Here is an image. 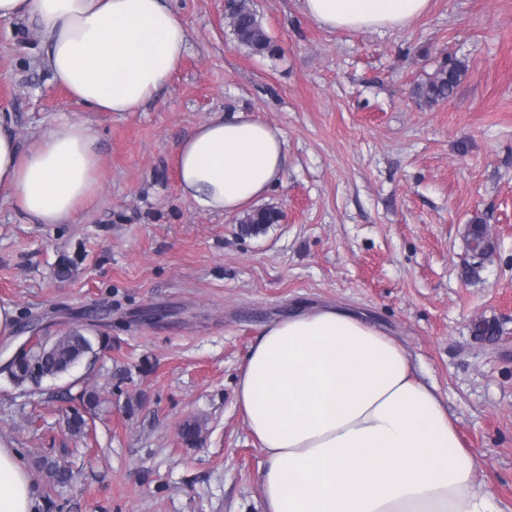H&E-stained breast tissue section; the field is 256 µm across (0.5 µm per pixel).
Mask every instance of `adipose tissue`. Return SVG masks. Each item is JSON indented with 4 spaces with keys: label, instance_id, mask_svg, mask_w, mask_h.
I'll return each instance as SVG.
<instances>
[{
    "label": "adipose tissue",
    "instance_id": "adipose-tissue-1",
    "mask_svg": "<svg viewBox=\"0 0 512 512\" xmlns=\"http://www.w3.org/2000/svg\"><path fill=\"white\" fill-rule=\"evenodd\" d=\"M429 0H302L331 30L401 28ZM23 21L45 47L54 83L94 112H137L183 61L189 33L165 0H0V22ZM86 120L64 116L21 148L0 123V198L34 224H70L103 170ZM275 126L221 112L173 147L182 198L233 214L265 198L282 175ZM236 406L266 454L267 512H496L479 460L406 350L365 316L316 307L273 321L237 380ZM33 480L0 447V512H35Z\"/></svg>",
    "mask_w": 512,
    "mask_h": 512
}]
</instances>
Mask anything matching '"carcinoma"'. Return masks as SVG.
Wrapping results in <instances>:
<instances>
[{
  "label": "carcinoma",
  "instance_id": "carcinoma-1",
  "mask_svg": "<svg viewBox=\"0 0 512 512\" xmlns=\"http://www.w3.org/2000/svg\"><path fill=\"white\" fill-rule=\"evenodd\" d=\"M227 9L234 17L233 34L237 41L255 54L272 50L261 21L251 8L249 0H229ZM464 72V66L453 63L441 68L434 79L415 89V96L428 104L450 96ZM282 214L274 207H261L240 222V231L250 234L266 224L277 223ZM93 352L91 340L82 329L72 328L51 341L30 347L20 360L9 369L8 375L16 384L27 381L38 382L45 377H54L67 371L83 357ZM42 469L54 486L69 484L74 475L65 465L54 461H42Z\"/></svg>",
  "mask_w": 512,
  "mask_h": 512
}]
</instances>
